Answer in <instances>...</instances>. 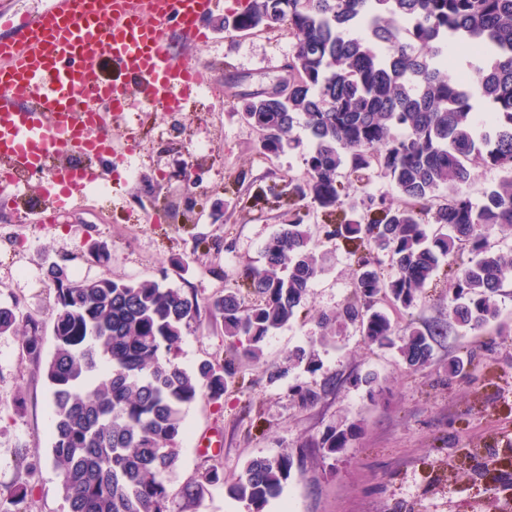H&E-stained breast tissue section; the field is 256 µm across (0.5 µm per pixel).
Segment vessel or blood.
I'll return each instance as SVG.
<instances>
[{"label":"vessel or blood","instance_id":"1","mask_svg":"<svg viewBox=\"0 0 512 512\" xmlns=\"http://www.w3.org/2000/svg\"><path fill=\"white\" fill-rule=\"evenodd\" d=\"M218 0H50L36 16L20 17L0 35V185L15 173L51 169L52 183L77 195L86 183L104 181V170L52 165L56 146L78 156L107 154L113 116L126 110L130 84L145 106L174 104L206 78L199 64L177 57L171 36L205 39L204 18ZM112 63L117 81L100 78L97 64Z\"/></svg>","mask_w":512,"mask_h":512}]
</instances>
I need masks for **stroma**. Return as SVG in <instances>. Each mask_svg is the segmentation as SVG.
I'll list each match as a JSON object with an SVG mask.
<instances>
[{
    "label": "stroma",
    "instance_id": "stroma-1",
    "mask_svg": "<svg viewBox=\"0 0 512 512\" xmlns=\"http://www.w3.org/2000/svg\"><path fill=\"white\" fill-rule=\"evenodd\" d=\"M247 2L224 0L205 21L207 39L172 41L177 56L209 68L203 94L175 112L131 107L116 135L131 151L96 160L107 173L100 205L108 223L82 208L58 207L38 177L0 189V304L19 302L50 321L53 294L44 268L63 257L81 277L161 278L204 301L222 294L244 267L262 265L265 242L290 216L287 199L268 188L301 177L304 165L297 150L264 154L257 132L235 112L242 94L282 75L294 43L279 27L225 34L226 9L239 11ZM188 165L202 171L189 189L179 177ZM35 210L41 222L18 223ZM94 241L110 250L108 265L90 260ZM317 250L323 271L310 292V316L275 331L260 362L238 361L237 382L222 399L203 395L187 410V434L167 477L175 512H247L227 487L248 460L285 451L297 456L328 430L353 425L358 432L346 448L293 469L265 512H512V279L497 298L496 322L438 338L429 362L416 370L397 350L370 344L356 326L320 327V312L350 299L355 265L345 246L323 239ZM380 308L399 326L410 316L420 323L447 319L448 285L432 282L412 314L385 301ZM299 347L314 352L315 368L292 366L271 378L273 365ZM468 352L472 365L451 373V359ZM230 356L204 312L178 361L192 369ZM332 375L336 385L324 387ZM296 386L319 391V400L301 404L290 395ZM18 393L25 399L19 415L10 406ZM50 420L42 373L17 338L0 337V492L28 482V512H65L60 477L47 458ZM21 448L41 460L33 475L13 466ZM212 467L220 482L202 501L187 502L183 488Z\"/></svg>",
    "mask_w": 512,
    "mask_h": 512
}]
</instances>
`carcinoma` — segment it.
Instances as JSON below:
<instances>
[{"instance_id": "carcinoma-1", "label": "carcinoma", "mask_w": 512, "mask_h": 512, "mask_svg": "<svg viewBox=\"0 0 512 512\" xmlns=\"http://www.w3.org/2000/svg\"><path fill=\"white\" fill-rule=\"evenodd\" d=\"M274 25L295 40L288 97L243 101L237 115L275 157L301 145L294 131L303 127L305 171L288 179L296 208L266 241L264 264L237 275L247 291L224 289L207 301L209 315L229 347L260 359L322 272L303 210L336 207L342 218L323 225L324 235L351 247L356 269L352 298L320 314L321 327L353 324L418 369L432 340L496 320L498 292L512 276V252L491 243L495 229L512 227V0H248L224 15L230 35ZM455 46L482 54L474 81L450 75ZM476 95L494 108L486 118L475 112ZM342 167L345 183L336 181ZM476 167L502 172L478 203L464 190ZM374 176L394 186L396 200L365 190ZM438 276L451 281L448 322L412 318L400 332L376 308L388 300L411 312ZM46 277L51 356L43 358L42 321L17 302L0 306V336L19 338L42 369L66 512H174L166 476L186 410L204 392L220 399L236 374L230 363L205 360L190 371L177 362L200 315L198 294L148 278H76L56 261ZM351 434L333 429L311 452L334 455ZM293 467L287 453L253 458L228 493L264 512ZM219 480L212 468L184 496L201 500ZM28 496L27 484L17 485L9 506L0 497V512H25Z\"/></svg>"}]
</instances>
